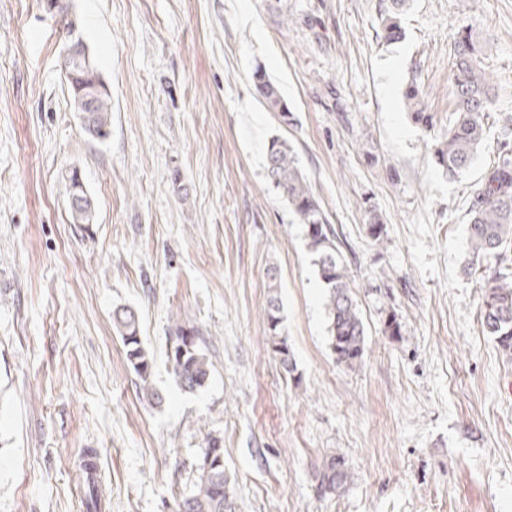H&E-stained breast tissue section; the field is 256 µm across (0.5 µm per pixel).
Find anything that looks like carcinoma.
<instances>
[{
    "instance_id": "1",
    "label": "carcinoma",
    "mask_w": 512,
    "mask_h": 512,
    "mask_svg": "<svg viewBox=\"0 0 512 512\" xmlns=\"http://www.w3.org/2000/svg\"><path fill=\"white\" fill-rule=\"evenodd\" d=\"M65 78L74 111L88 116L84 132L97 142L106 141L112 133V99L96 63L92 59L87 64L82 62L79 69L66 71ZM253 78L268 109L289 122L291 111L278 87L259 69ZM452 89L454 119L433 149L436 165L450 178L471 165L485 140V120L496 106L494 83L483 65L481 43L468 28L461 29L454 41ZM421 96L417 84L408 85L405 105L413 122L428 128L433 125V116L422 106ZM266 171L286 198L298 223L303 225L316 275L326 291L330 348L336 363L352 370L362 362L366 331L328 219L286 141L275 138L269 142ZM70 211L76 224L93 220V206L87 201L70 206ZM467 246L469 271L483 267V262L490 259L500 264L506 252L512 250L511 149L501 151L471 206ZM277 288L276 270L270 269L265 307L268 339L282 369L292 374L296 367L287 338L282 334V305ZM481 288L482 327L503 351L512 354V271L501 266L482 276ZM112 323L121 339L127 363L139 379L142 398L150 403L162 402V395L152 380L153 356L144 347L138 317L131 309L122 307L114 311ZM172 336L167 364L180 389L193 393L210 378L211 362L196 328L177 321ZM199 470L195 491L177 502L176 512H238L235 486L224 466L220 438L209 437ZM351 479L352 471L343 455L334 451L325 454L317 475L321 493H339L349 486Z\"/></svg>"
}]
</instances>
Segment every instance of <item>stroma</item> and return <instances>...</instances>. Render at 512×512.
<instances>
[{"label": "stroma", "mask_w": 512, "mask_h": 512, "mask_svg": "<svg viewBox=\"0 0 512 512\" xmlns=\"http://www.w3.org/2000/svg\"><path fill=\"white\" fill-rule=\"evenodd\" d=\"M112 96V135L81 127L69 39L44 0H0V512H85L95 449L105 512H175L221 438L242 512H512V356L464 273L471 205L512 148V0H63ZM404 31L379 33L388 14ZM469 27L496 109L469 170L432 159L453 118ZM263 70L292 119L254 80ZM417 82L434 125L403 104ZM288 140L336 236L367 329L337 365L304 230L270 182ZM94 204L73 223L67 176ZM383 246L364 232L371 214ZM276 268L294 374L267 345ZM140 316L161 405L142 400L112 324ZM396 312L403 337L383 332ZM198 329L211 376L182 391L165 348ZM353 477L321 494L326 452ZM253 78L256 88L268 109L272 112H278L283 121L288 123L291 120V111L288 104L283 100L278 87L259 69L254 72Z\"/></svg>", "instance_id": "stroma-1"}]
</instances>
